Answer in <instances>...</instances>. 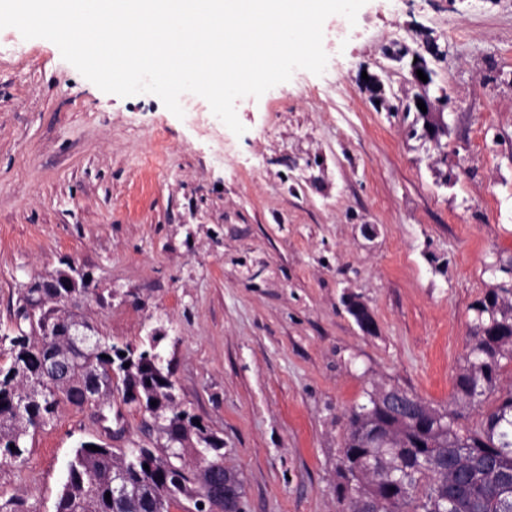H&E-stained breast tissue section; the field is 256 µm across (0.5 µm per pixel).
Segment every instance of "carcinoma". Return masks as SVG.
Instances as JSON below:
<instances>
[{
	"label": "carcinoma",
	"mask_w": 512,
	"mask_h": 512,
	"mask_svg": "<svg viewBox=\"0 0 512 512\" xmlns=\"http://www.w3.org/2000/svg\"><path fill=\"white\" fill-rule=\"evenodd\" d=\"M492 290L474 306L475 317L464 356L455 377L451 405L438 408V418L422 429L417 424L419 397L402 407L378 411L367 402L347 418L348 431L376 421L396 431L391 448H345L336 469L340 482L336 497L343 512H358L359 499L350 483L360 484L372 512H512V392L482 414L472 429L462 425L470 409L480 406L497 390L502 361L512 363V300ZM21 309L31 308L9 341L11 365L0 368V455L18 459L24 437L53 419L60 404L80 406L88 393L101 401L114 379L134 382L142 404L153 418L150 446L112 448L83 442L67 465L56 512H168L173 503L190 502L204 487L206 468L224 458V443L215 438L201 443L207 432L195 417L180 408L170 367L154 336L141 350L96 341L87 345L76 336L47 331L65 327L67 290L26 288ZM38 334V339L30 338ZM71 358L65 381H44L48 350ZM129 367H124V364ZM148 468H143V465ZM126 486L121 497L113 493V479ZM224 508L235 507L243 495L240 480L231 471L220 472Z\"/></svg>",
	"instance_id": "cac0c4a2"
}]
</instances>
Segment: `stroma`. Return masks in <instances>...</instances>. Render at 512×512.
Here are the masks:
<instances>
[{
	"label": "stroma",
	"instance_id": "obj_1",
	"mask_svg": "<svg viewBox=\"0 0 512 512\" xmlns=\"http://www.w3.org/2000/svg\"><path fill=\"white\" fill-rule=\"evenodd\" d=\"M358 37L322 75L295 70L239 98L235 135L152 94H107L43 38L0 29V368L21 284L74 262L92 275L68 313L105 342L151 333L182 409L224 441L246 512H340L347 416L372 386L452 400L474 304L512 259V0H367ZM433 40L451 101L432 142L408 62L382 49ZM372 317L365 332L344 299ZM149 415L113 393L61 404L0 460V504L56 512L85 441L149 445Z\"/></svg>",
	"mask_w": 512,
	"mask_h": 512
}]
</instances>
